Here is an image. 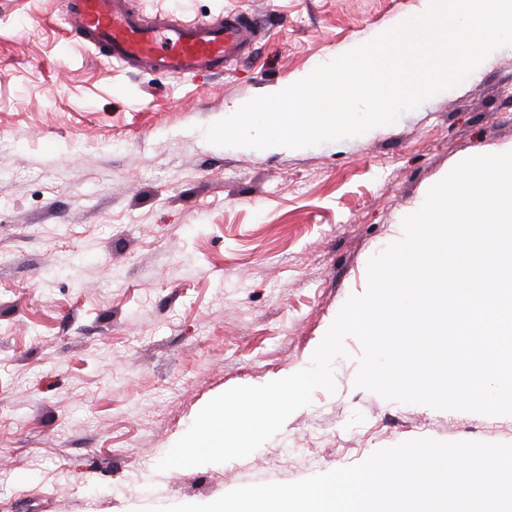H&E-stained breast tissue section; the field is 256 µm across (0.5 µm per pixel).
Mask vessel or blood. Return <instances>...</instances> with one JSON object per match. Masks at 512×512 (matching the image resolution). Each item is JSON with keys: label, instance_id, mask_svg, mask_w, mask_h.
Instances as JSON below:
<instances>
[{"label": "vessel or blood", "instance_id": "vessel-or-blood-1", "mask_svg": "<svg viewBox=\"0 0 512 512\" xmlns=\"http://www.w3.org/2000/svg\"><path fill=\"white\" fill-rule=\"evenodd\" d=\"M65 29L106 64L143 68L177 79L222 74L254 37L233 17L206 22L149 18L129 0H61Z\"/></svg>", "mask_w": 512, "mask_h": 512}]
</instances>
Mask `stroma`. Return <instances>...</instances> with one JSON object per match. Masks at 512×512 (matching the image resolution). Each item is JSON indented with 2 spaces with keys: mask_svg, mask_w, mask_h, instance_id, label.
I'll return each instance as SVG.
<instances>
[{
  "mask_svg": "<svg viewBox=\"0 0 512 512\" xmlns=\"http://www.w3.org/2000/svg\"><path fill=\"white\" fill-rule=\"evenodd\" d=\"M261 36L223 76L102 65L60 0H0V512H153L430 438L512 444V415L356 387L355 337L248 457L158 470L214 397L293 374L369 259L461 161L512 151V46L391 124L297 149L206 130L422 0H137ZM21 471L25 480L15 481Z\"/></svg>",
  "mask_w": 512,
  "mask_h": 512,
  "instance_id": "35a3bbf8",
  "label": "stroma"
}]
</instances>
